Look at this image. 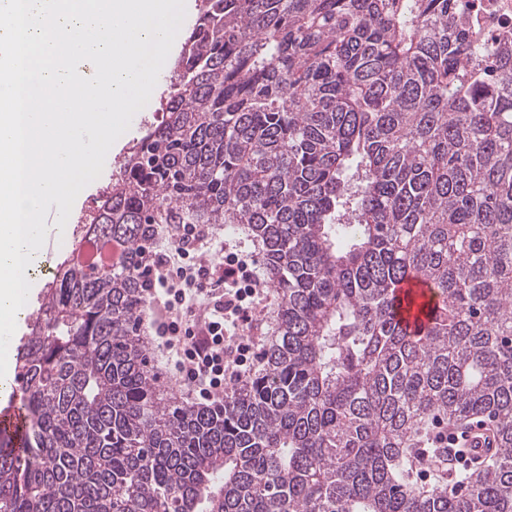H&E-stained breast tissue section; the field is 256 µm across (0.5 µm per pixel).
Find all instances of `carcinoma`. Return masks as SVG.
I'll use <instances>...</instances> for the list:
<instances>
[{
  "instance_id": "obj_1",
  "label": "carcinoma",
  "mask_w": 512,
  "mask_h": 512,
  "mask_svg": "<svg viewBox=\"0 0 512 512\" xmlns=\"http://www.w3.org/2000/svg\"><path fill=\"white\" fill-rule=\"evenodd\" d=\"M16 354L0 512H512V42L451 0H202ZM162 224H242L278 296L261 370L190 404L143 322ZM431 293L411 333L396 290ZM496 451L422 489L433 417Z\"/></svg>"
}]
</instances>
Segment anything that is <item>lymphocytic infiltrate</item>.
<instances>
[{
	"instance_id": "f902f5d3",
	"label": "lymphocytic infiltrate",
	"mask_w": 512,
	"mask_h": 512,
	"mask_svg": "<svg viewBox=\"0 0 512 512\" xmlns=\"http://www.w3.org/2000/svg\"><path fill=\"white\" fill-rule=\"evenodd\" d=\"M151 329L187 395L220 402L255 369L254 304L266 292L252 252L214 245L202 224H182L148 271Z\"/></svg>"
}]
</instances>
